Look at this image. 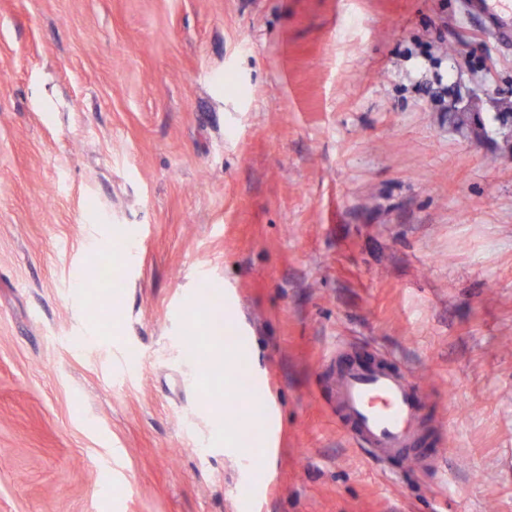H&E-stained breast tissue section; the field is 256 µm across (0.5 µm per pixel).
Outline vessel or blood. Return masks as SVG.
<instances>
[{
    "mask_svg": "<svg viewBox=\"0 0 512 512\" xmlns=\"http://www.w3.org/2000/svg\"><path fill=\"white\" fill-rule=\"evenodd\" d=\"M494 39L512 41V0H467ZM413 376L354 354L336 371V414L347 435L374 460L405 458L414 450L422 405Z\"/></svg>",
    "mask_w": 512,
    "mask_h": 512,
    "instance_id": "obj_1",
    "label": "vessel or blood"
}]
</instances>
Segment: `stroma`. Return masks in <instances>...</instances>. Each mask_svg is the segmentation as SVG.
Wrapping results in <instances>:
<instances>
[{
	"label": "stroma",
	"mask_w": 512,
	"mask_h": 512,
	"mask_svg": "<svg viewBox=\"0 0 512 512\" xmlns=\"http://www.w3.org/2000/svg\"><path fill=\"white\" fill-rule=\"evenodd\" d=\"M218 321L270 410L260 512H512V44L465 0H0V512H238L244 424L199 407L236 363L180 347ZM352 346L417 379L437 471L345 434Z\"/></svg>",
	"instance_id": "35a3bbf8"
}]
</instances>
